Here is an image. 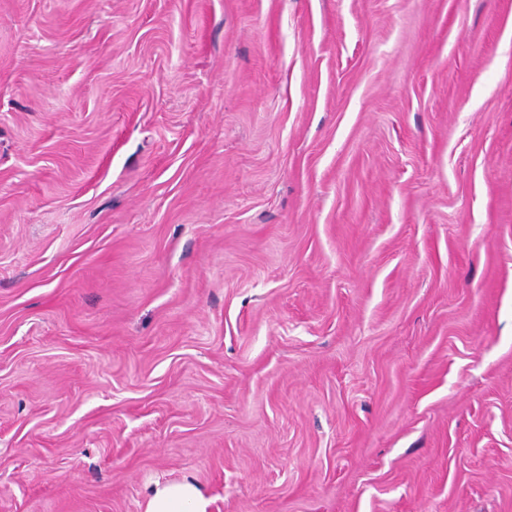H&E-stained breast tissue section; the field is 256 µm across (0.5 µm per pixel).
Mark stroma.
Returning <instances> with one entry per match:
<instances>
[{
	"instance_id": "1",
	"label": "stroma",
	"mask_w": 512,
	"mask_h": 512,
	"mask_svg": "<svg viewBox=\"0 0 512 512\" xmlns=\"http://www.w3.org/2000/svg\"><path fill=\"white\" fill-rule=\"evenodd\" d=\"M512 512V0H0V512ZM211 499L193 480L157 481L149 492L143 512H209Z\"/></svg>"
}]
</instances>
